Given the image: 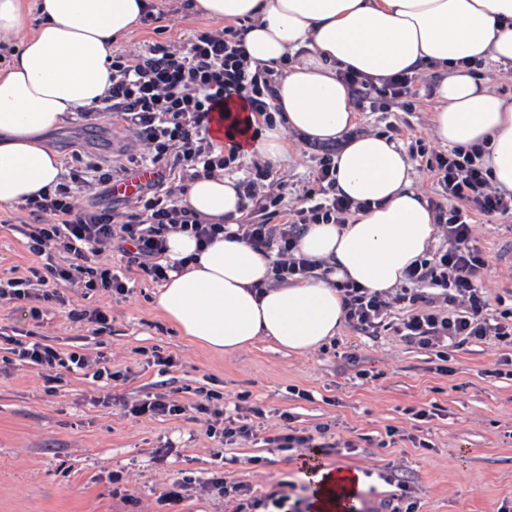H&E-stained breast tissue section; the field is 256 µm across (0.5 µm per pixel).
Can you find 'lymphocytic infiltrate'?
I'll use <instances>...</instances> for the list:
<instances>
[{
  "label": "lymphocytic infiltrate",
  "instance_id": "1",
  "mask_svg": "<svg viewBox=\"0 0 512 512\" xmlns=\"http://www.w3.org/2000/svg\"><path fill=\"white\" fill-rule=\"evenodd\" d=\"M112 85L95 112L118 116L143 147L139 168L154 177L139 193L127 197L125 211L100 205L101 189L129 178L124 163L104 168L87 161L61 174L60 180L25 208L28 216L16 230L33 255L46 262L45 271L0 277V305L26 303L33 316L40 306L60 300L64 288L79 287L125 295L129 292L130 267H137L155 282L167 280L163 262L165 236L172 231L193 234L203 244L218 236L241 240L272 259L275 280L315 276L320 261L299 253L297 242L308 225L346 224L357 202L336 191V166L331 150H324L314 170L319 200L310 205L283 208L287 182L274 178L268 163H253L237 183L239 211L236 230L212 224L191 210L179 207L178 199L195 177L223 172L236 161V150L218 149L211 135L210 115L224 109L235 96L253 114L273 123V70L251 65L242 29L207 27L193 32L188 48L176 42L155 40L146 47L112 56ZM357 106L391 108L405 105L413 94L415 78L401 73L376 83L352 72L341 75ZM480 146H458L435 152L426 160L438 186L432 202L440 246L428 258L412 262L405 270L404 288L372 292L352 282L338 283L347 323L365 336H378L387 315L404 306L407 315L397 332L408 344L434 349L447 360L448 348L489 338L512 344V309L493 312L483 282L488 263L474 234V215H512V195L495 188L479 160ZM121 252L126 266L115 269L108 262ZM19 361L45 382L66 373L92 371L94 378L110 376L99 360L34 342L16 343ZM205 395L195 406L212 416L207 433L222 437L225 444L256 438L264 411L235 404L233 413L214 406ZM392 493L366 501L364 512H419V502L409 482L398 474L386 476ZM216 494L233 504L234 512H309L303 498L287 490L258 497L241 482L213 475L196 483L181 478L162 494L160 501L176 506L192 487Z\"/></svg>",
  "mask_w": 512,
  "mask_h": 512
}]
</instances>
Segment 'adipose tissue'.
Masks as SVG:
<instances>
[{
	"label": "adipose tissue",
	"instance_id": "1",
	"mask_svg": "<svg viewBox=\"0 0 512 512\" xmlns=\"http://www.w3.org/2000/svg\"><path fill=\"white\" fill-rule=\"evenodd\" d=\"M43 20L0 71V210L56 184L62 172L45 136L77 110L100 105L112 84V46L154 11L155 0H37ZM215 20L245 21L251 63L280 70L274 103L284 122L259 126L245 104H224L214 138L244 155L274 162L288 150L286 131L341 142L336 187L362 203L345 225L311 224L298 248L330 271L323 278L268 286L269 258L243 241L198 247L189 233L166 236L165 256L182 262L154 296L155 309L190 341L216 355L260 343L288 354L317 350L343 321L335 285L352 280L372 291L399 285L408 265L434 241V214L412 187V165L383 134L355 133L350 69L373 79L429 65L439 76L432 115L448 146L486 142L483 166L512 192V100L478 75V61H512V0H194ZM236 181L201 176L178 204L221 224L238 218ZM316 512H348L360 472L309 459Z\"/></svg>",
	"mask_w": 512,
	"mask_h": 512
}]
</instances>
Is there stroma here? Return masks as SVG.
<instances>
[{"label": "stroma", "instance_id": "obj_1", "mask_svg": "<svg viewBox=\"0 0 512 512\" xmlns=\"http://www.w3.org/2000/svg\"><path fill=\"white\" fill-rule=\"evenodd\" d=\"M191 0H158L163 32L143 25L114 44V51L142 47L152 40L186 41L191 32L209 26ZM411 111L358 110L359 128L387 135L400 143L413 166V187L424 200L435 199L433 176L417 156L416 139L443 150L432 130L438 77L429 68L416 72ZM288 154L273 163L275 177L287 180L286 207L300 205L303 188L322 143L288 132ZM62 164L75 166L78 156L108 159L136 156L143 148L113 117L87 120L72 114L46 136ZM21 208L0 212V275L27 274L42 267L11 226ZM476 236L489 268L484 286L490 298L512 308V220H478ZM159 285L136 272L127 295L104 291H63V302L32 318L19 305L0 306V512H162L158 503L178 477L206 479L223 473L226 480L249 484L263 496L278 484L295 486L308 496L300 476L307 449H269L263 443L224 446L208 437L204 420L188 417H134L124 407L164 390L185 405L211 391L232 408L239 395L260 406L265 435L281 434L282 415L295 428L316 433L326 428L321 456L347 463L364 477L365 488L389 492L378 475L397 468L412 482L420 512H512V377L499 373V362L512 358V345L471 342L448 353V370L439 372L435 351L403 342L395 328L403 307L393 309L388 325L369 339L350 326L315 352L294 355L261 346L231 356L211 354L192 344L153 307ZM107 309L106 329L72 322L70 310ZM41 342L63 352L103 358L119 380L104 382L91 375L65 374L55 387L29 367L15 362L10 339ZM173 356L175 367L159 373L154 356ZM306 390L302 400L297 390ZM431 408L429 422L412 413ZM403 440L387 444V427ZM424 445H417V438ZM354 442L353 450L337 440ZM120 473L122 482L111 480ZM137 506H130L127 492Z\"/></svg>", "mask_w": 512, "mask_h": 512}]
</instances>
